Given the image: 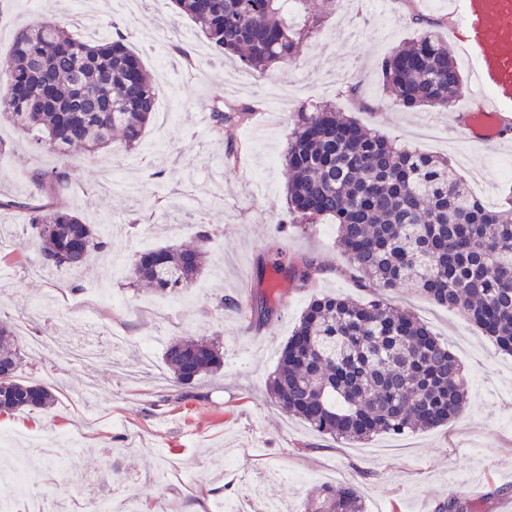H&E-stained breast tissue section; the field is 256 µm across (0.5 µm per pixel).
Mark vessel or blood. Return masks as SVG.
Instances as JSON below:
<instances>
[{"mask_svg":"<svg viewBox=\"0 0 512 512\" xmlns=\"http://www.w3.org/2000/svg\"><path fill=\"white\" fill-rule=\"evenodd\" d=\"M467 36L465 56L475 65L464 91L468 107L456 114L463 139L474 146L500 139L512 124V0H454Z\"/></svg>","mask_w":512,"mask_h":512,"instance_id":"vessel-or-blood-1","label":"vessel or blood"}]
</instances>
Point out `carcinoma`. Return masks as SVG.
I'll return each instance as SVG.
<instances>
[{
  "instance_id": "carcinoma-1",
  "label": "carcinoma",
  "mask_w": 512,
  "mask_h": 512,
  "mask_svg": "<svg viewBox=\"0 0 512 512\" xmlns=\"http://www.w3.org/2000/svg\"><path fill=\"white\" fill-rule=\"evenodd\" d=\"M218 56L236 54L264 72L292 59L300 41L317 32L320 17L308 0H173ZM301 13L297 28L286 15ZM384 81L405 108L446 109L463 87L448 46L425 32L385 61ZM0 118L47 144L60 167L31 178L35 192L59 191L69 179L74 147L98 152L117 138L129 150L143 144L155 107L153 82L122 35L96 44L71 35L49 12L21 31L0 57ZM248 107L216 105L211 131L222 137L248 120ZM288 209L295 228L322 218L337 224L338 244L358 280L379 296L362 302L340 295L314 298L303 312L268 381L275 405L315 432L365 442L435 429L463 413L467 379L448 346L383 295L411 288L460 312L512 355V197L488 206L445 159L370 133L330 105L300 108L284 156ZM32 235L23 249L47 270L79 272L109 247L95 224L69 211L31 208ZM202 226L192 246H163L138 255L128 285L161 297L185 294L206 267ZM304 287L319 267L272 262ZM163 360L173 383L186 386L223 365L220 345L203 338L169 342ZM23 349L16 327L0 322V414L55 403L52 387L20 380ZM309 512H363L358 490L325 486Z\"/></svg>"
}]
</instances>
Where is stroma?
Listing matches in <instances>:
<instances>
[{
    "mask_svg": "<svg viewBox=\"0 0 512 512\" xmlns=\"http://www.w3.org/2000/svg\"><path fill=\"white\" fill-rule=\"evenodd\" d=\"M84 16L70 20L75 37L95 40L123 33L151 74L157 100L176 115L153 114L145 141L158 150H73L65 190L31 193L34 171L53 168L56 156L25 134L0 123V235L28 240L30 206L51 205L78 213L89 224L112 228L110 248L86 272L47 271L28 276L34 252L0 250V320L19 323L20 334L50 336L51 349L26 356L21 378H36L58 391L54 407L0 416V472L28 458L32 439L54 441L55 463L37 462L28 478L33 494L60 500L70 512H85L83 476L93 477L101 496L113 493L118 475L131 476L147 494L148 512H178L196 503L202 512H224L229 498H253L255 479L279 470L267 493L305 512L321 485L351 484L366 512H438L456 496L479 512H505L512 504V356L459 313L411 289L389 295L392 307L417 315L464 364L468 407L438 428L403 436L380 435L366 443L332 440L270 401L267 382L294 327L310 301L337 294L367 301L331 221L301 231L287 211L283 151L300 106L331 103L367 128L451 158L472 191L490 204L512 192V179L497 165L512 161V131L498 143L475 150L458 133L456 100L443 111L408 110L383 88V60L412 38L413 15L460 55L465 29L448 11V0H338L315 37L290 61L260 74L231 56L212 55L191 19L172 0H147L136 16L112 0H84ZM43 5L0 0V56L19 31L32 27ZM193 57L181 66L176 47ZM354 82H346V72ZM252 107L249 120L230 136L209 128L218 102ZM209 226V263L189 292L183 312L157 309L152 296L123 285L113 275L115 260L163 245L191 241ZM311 257L321 268L314 282L275 273L273 259L288 263ZM80 291L70 292L71 283ZM281 291L271 320L243 321L215 308L219 297L253 303ZM130 337L123 364L99 344L90 362L67 364L60 355L90 330ZM179 336H204L224 347L217 374L181 388L172 386L163 362L165 348ZM81 454V469L61 464Z\"/></svg>",
    "mask_w": 512,
    "mask_h": 512,
    "instance_id": "1",
    "label": "stroma"
}]
</instances>
